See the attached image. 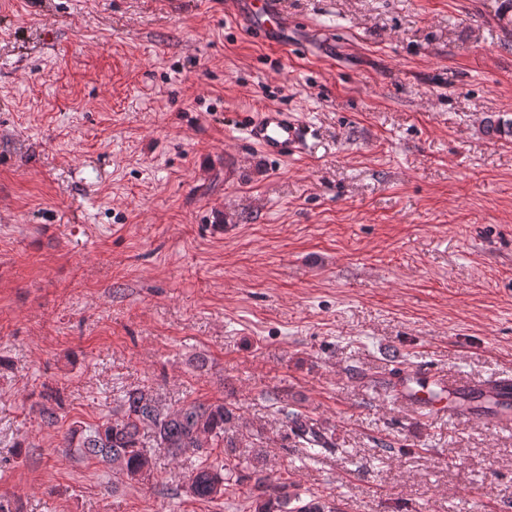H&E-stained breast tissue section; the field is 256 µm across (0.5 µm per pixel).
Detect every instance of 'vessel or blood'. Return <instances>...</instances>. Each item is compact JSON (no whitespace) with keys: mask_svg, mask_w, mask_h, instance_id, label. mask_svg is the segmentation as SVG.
<instances>
[{"mask_svg":"<svg viewBox=\"0 0 512 512\" xmlns=\"http://www.w3.org/2000/svg\"><path fill=\"white\" fill-rule=\"evenodd\" d=\"M250 30L263 35L277 26L280 10L277 0H251ZM246 140L271 159H285L298 152L306 139V128L288 112L267 108L249 116L243 125ZM391 394L405 402L413 411L455 412L456 400L466 393L483 396L498 405V420L512 419V376L501 375L477 384H463L440 375H424L406 371L402 380L390 389Z\"/></svg>","mask_w":512,"mask_h":512,"instance_id":"b4317fda","label":"vessel or blood"}]
</instances>
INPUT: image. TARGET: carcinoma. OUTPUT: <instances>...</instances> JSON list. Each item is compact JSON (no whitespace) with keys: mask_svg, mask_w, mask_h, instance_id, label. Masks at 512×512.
I'll return each instance as SVG.
<instances>
[{"mask_svg":"<svg viewBox=\"0 0 512 512\" xmlns=\"http://www.w3.org/2000/svg\"><path fill=\"white\" fill-rule=\"evenodd\" d=\"M486 131L500 137H512V121L489 115L485 118ZM121 415L85 428L74 425L70 440L78 441V451L107 464L120 466L127 478L141 480L150 475L153 467L152 447L163 448L174 459L188 453L201 455L211 445L224 442V447L234 448L236 443L228 431L239 419L236 409L221 404L190 403L179 409L164 412L151 394L142 389H132L120 397ZM284 427L288 428L297 443L306 448L324 451L334 447L333 438L321 430L304 413L278 409ZM264 455L256 453L250 464L252 473H245L238 466L219 467L205 460L190 467L188 489L200 501L214 499L224 490V483L255 478L259 491L254 512H335L319 499L303 501L300 495L288 491V485L278 478L263 473Z\"/></svg>","mask_w":512,"mask_h":512,"instance_id":"obj_1","label":"carcinoma"}]
</instances>
